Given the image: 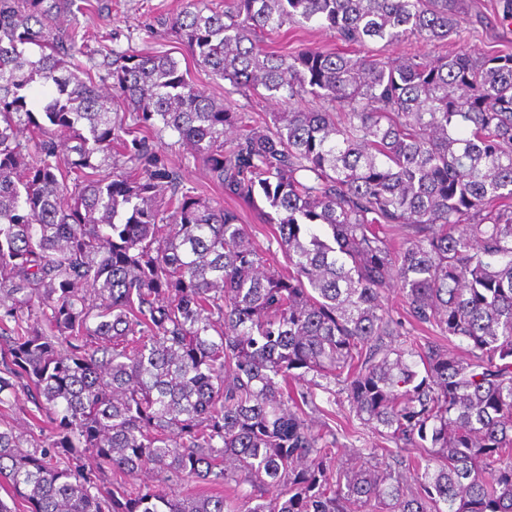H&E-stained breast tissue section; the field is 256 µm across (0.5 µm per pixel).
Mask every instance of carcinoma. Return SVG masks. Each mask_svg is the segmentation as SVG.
Masks as SVG:
<instances>
[{"label": "carcinoma", "mask_w": 512, "mask_h": 512, "mask_svg": "<svg viewBox=\"0 0 512 512\" xmlns=\"http://www.w3.org/2000/svg\"><path fill=\"white\" fill-rule=\"evenodd\" d=\"M72 6L0 0V405L30 403L25 429L0 422L12 494L28 512H512V50L257 45L311 21L347 46L459 42L481 21L467 0L158 17L284 108L259 125L168 54L114 47L94 78L87 32L58 25ZM167 134L225 197L265 202L266 249L180 186ZM396 285L403 322L382 306ZM319 391L395 448L336 463ZM459 46L458 42L454 41H448L444 44L441 43L437 45L436 47L433 46H423L421 44H417L415 42H405L400 43L398 45L393 46H384L383 42L380 43H370L368 45L369 50L373 51L374 54H381L382 56H399L403 55L407 52H414V51H427L432 52L433 54H445V53H451L457 49Z\"/></svg>", "instance_id": "1"}]
</instances>
